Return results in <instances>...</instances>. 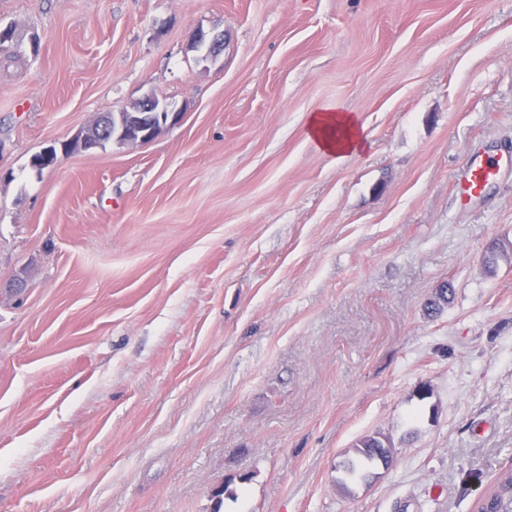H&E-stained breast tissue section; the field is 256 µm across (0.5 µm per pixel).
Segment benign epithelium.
I'll return each mask as SVG.
<instances>
[{
    "label": "benign epithelium",
    "mask_w": 512,
    "mask_h": 512,
    "mask_svg": "<svg viewBox=\"0 0 512 512\" xmlns=\"http://www.w3.org/2000/svg\"><path fill=\"white\" fill-rule=\"evenodd\" d=\"M192 45L195 48L206 46L203 58L214 61L223 49L224 36L215 33L209 35L203 30H198L193 34ZM136 105L139 109L135 115L121 110L112 116V142L119 145H146L163 129L179 124L183 117L182 110L174 108L170 102L153 94L144 96ZM106 137L105 120L98 117L84 132L77 134L73 146L83 150H94L102 147Z\"/></svg>",
    "instance_id": "7a95c632"
}]
</instances>
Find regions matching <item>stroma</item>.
<instances>
[{
	"mask_svg": "<svg viewBox=\"0 0 512 512\" xmlns=\"http://www.w3.org/2000/svg\"><path fill=\"white\" fill-rule=\"evenodd\" d=\"M0 512H472L512 466V0H0ZM224 34L206 61L196 30ZM151 143L46 147L148 94ZM365 144L307 136L324 106ZM428 398H420L421 386ZM392 463L343 491L359 439ZM500 159L484 158L480 154L472 155L466 161L459 178L458 193L460 199L470 202L479 197L487 185L496 178L500 169Z\"/></svg>",
	"mask_w": 512,
	"mask_h": 512,
	"instance_id": "1",
	"label": "stroma"
}]
</instances>
